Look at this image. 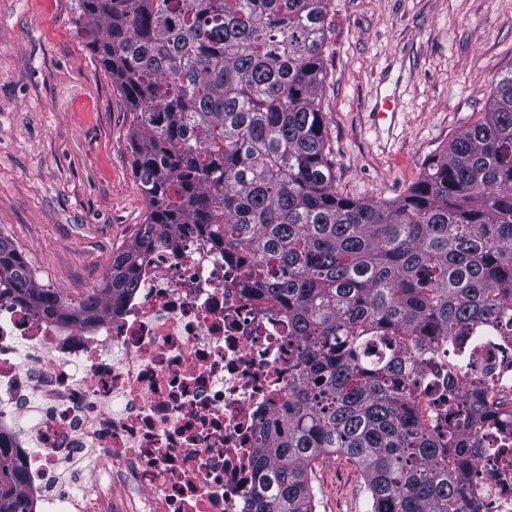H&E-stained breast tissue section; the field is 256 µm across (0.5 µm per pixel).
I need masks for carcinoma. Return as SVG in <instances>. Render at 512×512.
Returning <instances> with one entry per match:
<instances>
[{
	"instance_id": "obj_1",
	"label": "carcinoma",
	"mask_w": 512,
	"mask_h": 512,
	"mask_svg": "<svg viewBox=\"0 0 512 512\" xmlns=\"http://www.w3.org/2000/svg\"><path fill=\"white\" fill-rule=\"evenodd\" d=\"M330 0H74L131 114L134 172L150 212L77 305L34 281L0 237V292L68 323L117 311L147 255L192 224L281 302L301 342L281 415L256 448L249 512H315L309 471L344 453L368 512H483L469 481L485 423L512 403L448 363V419L430 431L404 373L470 330L512 314V75L483 119L433 155L398 200L336 192L318 92ZM492 453L512 467V430ZM16 449L0 435V512H34Z\"/></svg>"
}]
</instances>
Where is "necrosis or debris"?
I'll use <instances>...</instances> for the list:
<instances>
[{"mask_svg":"<svg viewBox=\"0 0 512 512\" xmlns=\"http://www.w3.org/2000/svg\"><path fill=\"white\" fill-rule=\"evenodd\" d=\"M244 255L181 227L138 271L118 313L86 325L0 295V432L19 448L36 512H244L260 428L281 410L299 343L284 307L254 297ZM512 399L496 328L462 342ZM413 393L442 421L448 356ZM485 512H512V470L469 474Z\"/></svg>","mask_w":512,"mask_h":512,"instance_id":"obj_1","label":"necrosis or debris"}]
</instances>
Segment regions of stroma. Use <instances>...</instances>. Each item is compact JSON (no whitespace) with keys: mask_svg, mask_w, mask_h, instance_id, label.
I'll use <instances>...</instances> for the list:
<instances>
[{"mask_svg":"<svg viewBox=\"0 0 512 512\" xmlns=\"http://www.w3.org/2000/svg\"><path fill=\"white\" fill-rule=\"evenodd\" d=\"M73 0H0V237L39 285L78 303L148 215L133 171L126 101L74 23ZM320 103L336 189L405 195L432 155L481 120L512 74V0H331ZM398 115L376 127L377 95ZM316 512H367L347 455L320 458Z\"/></svg>","mask_w":512,"mask_h":512,"instance_id":"1","label":"stroma"}]
</instances>
